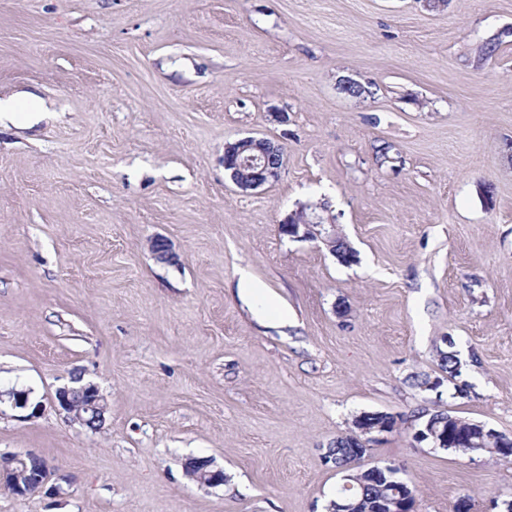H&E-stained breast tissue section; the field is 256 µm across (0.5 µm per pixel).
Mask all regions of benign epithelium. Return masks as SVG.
Returning a JSON list of instances; mask_svg holds the SVG:
<instances>
[{"instance_id": "benign-epithelium-1", "label": "benign epithelium", "mask_w": 512, "mask_h": 512, "mask_svg": "<svg viewBox=\"0 0 512 512\" xmlns=\"http://www.w3.org/2000/svg\"><path fill=\"white\" fill-rule=\"evenodd\" d=\"M284 147L280 143L270 145L265 138L247 136L224 143V170L231 181L242 191L254 190L278 178L283 165ZM317 224L295 215L285 218L280 225L282 234L290 237L312 238L317 235ZM58 406L73 419L86 426L92 422L102 428L108 407L99 387L94 383L79 386H64L55 394ZM364 435L363 444L368 446L378 436L387 432L389 425L374 423L366 417L355 420ZM479 442L469 441L468 448H498L503 444L512 446L509 437L493 428L479 432ZM413 440L428 442L433 448L446 446V435L436 424L427 422L416 429ZM49 467L41 457L28 453L11 454L0 459V486L6 487L18 497H27L40 492L48 478ZM187 474L202 485L216 486L224 482V471L212 470L206 462H199L187 470ZM413 495L398 496L380 504L373 512H412ZM331 512H361L360 502L346 495L336 496L331 503Z\"/></svg>"}]
</instances>
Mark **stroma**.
Returning a JSON list of instances; mask_svg holds the SVG:
<instances>
[{"label":"stroma","instance_id":"stroma-1","mask_svg":"<svg viewBox=\"0 0 512 512\" xmlns=\"http://www.w3.org/2000/svg\"><path fill=\"white\" fill-rule=\"evenodd\" d=\"M29 92L45 114L0 126V390L29 395L0 454L49 477L0 512H328L364 412L397 426L359 466L413 512L512 499V458L412 438L424 409L512 436V0H0V99ZM250 135L284 160L244 192ZM296 212L355 261L280 234ZM75 376L99 431L54 402ZM284 147L267 138L247 136L224 144V170L242 191L257 189L278 178L283 165ZM187 474L202 485L216 486L224 482L223 470H212L208 462L195 463L187 470Z\"/></svg>","mask_w":512,"mask_h":512}]
</instances>
